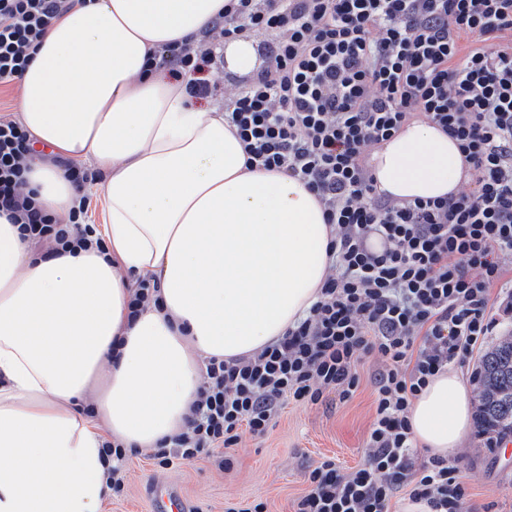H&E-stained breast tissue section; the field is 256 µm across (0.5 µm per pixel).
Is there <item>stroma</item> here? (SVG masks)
I'll return each instance as SVG.
<instances>
[{"label":"stroma","mask_w":512,"mask_h":512,"mask_svg":"<svg viewBox=\"0 0 512 512\" xmlns=\"http://www.w3.org/2000/svg\"><path fill=\"white\" fill-rule=\"evenodd\" d=\"M357 369L361 383L349 401L330 397L316 405L287 404L265 436L243 437L230 469L218 470L205 460L163 468L147 452L135 453L128 461L125 494L105 498L100 512H148L143 493L156 477L178 485L196 512H225L256 500L265 503L267 512H294L317 461L331 457L350 469L365 459L375 415L374 381L383 363L369 354ZM449 458L469 493L464 512H512V462L489 448L487 436L472 432L465 448Z\"/></svg>","instance_id":"stroma-1"}]
</instances>
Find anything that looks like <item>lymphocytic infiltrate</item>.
I'll use <instances>...</instances> for the list:
<instances>
[{"mask_svg":"<svg viewBox=\"0 0 512 512\" xmlns=\"http://www.w3.org/2000/svg\"><path fill=\"white\" fill-rule=\"evenodd\" d=\"M87 3L0 0V83L22 77L52 23ZM247 30L268 33L267 64L225 89L224 117L249 165L316 194L327 271L281 338L204 361L185 430L151 457L229 469L243 436H264L285 403L350 399L360 356L375 354L385 368L364 463L318 462L295 512H391L404 488L430 512H462L458 466L415 462L408 414L431 377L473 358L512 314V0H225L200 39L152 61L205 97L217 49ZM464 36L475 47L462 49ZM414 120L457 141L468 190L411 202L377 193L371 150ZM31 151L24 125L0 115V214L44 258L87 247L88 198L61 224L25 193Z\"/></svg>","mask_w":512,"mask_h":512,"instance_id":"1","label":"lymphocytic infiltrate"}]
</instances>
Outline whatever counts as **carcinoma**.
Returning <instances> with one entry per match:
<instances>
[{
    "instance_id": "carcinoma-1",
    "label": "carcinoma",
    "mask_w": 512,
    "mask_h": 512,
    "mask_svg": "<svg viewBox=\"0 0 512 512\" xmlns=\"http://www.w3.org/2000/svg\"><path fill=\"white\" fill-rule=\"evenodd\" d=\"M477 421L495 438L512 437V333L481 357Z\"/></svg>"
}]
</instances>
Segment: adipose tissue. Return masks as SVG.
Wrapping results in <instances>:
<instances>
[{
    "label": "adipose tissue",
    "mask_w": 512,
    "mask_h": 512,
    "mask_svg": "<svg viewBox=\"0 0 512 512\" xmlns=\"http://www.w3.org/2000/svg\"><path fill=\"white\" fill-rule=\"evenodd\" d=\"M224 0H92L54 21L20 79L35 147L104 173L96 247L43 259L0 215V512H98L105 440L144 450L182 432L211 357L254 353L317 301L330 241L302 181L251 169L214 106L146 59L190 40ZM380 191L445 197L464 181L454 141L424 123L377 145ZM28 187L59 223L78 194L33 156ZM160 285L135 321V277ZM413 439L448 456L472 430L462 373L432 377L410 411Z\"/></svg>",
    "instance_id": "obj_1"
}]
</instances>
